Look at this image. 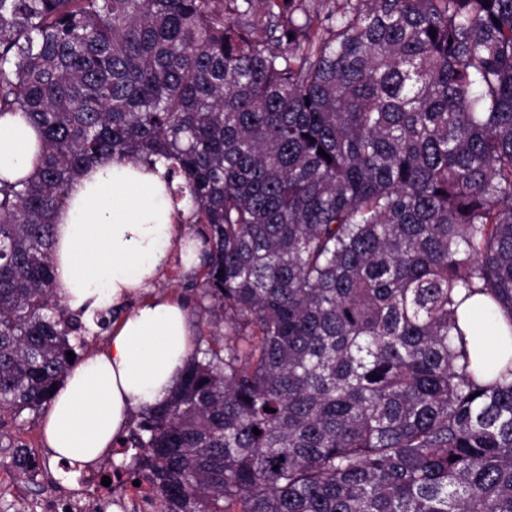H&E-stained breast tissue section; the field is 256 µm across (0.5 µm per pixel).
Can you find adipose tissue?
Instances as JSON below:
<instances>
[{
	"mask_svg": "<svg viewBox=\"0 0 512 512\" xmlns=\"http://www.w3.org/2000/svg\"><path fill=\"white\" fill-rule=\"evenodd\" d=\"M41 152L23 113L0 116V175H28ZM56 296L73 312L118 318L105 351L87 355L56 390L41 425L51 462L91 464L112 447L132 414L176 387L193 347L186 309L147 293L180 254L198 263L200 244L182 235L163 163L112 161L88 168L69 186L55 216ZM463 322L472 356L496 365L512 356V328L483 296L468 299Z\"/></svg>",
	"mask_w": 512,
	"mask_h": 512,
	"instance_id": "ef3b65f1",
	"label": "adipose tissue"
}]
</instances>
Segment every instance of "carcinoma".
Masks as SVG:
<instances>
[{
	"label": "carcinoma",
	"mask_w": 512,
	"mask_h": 512,
	"mask_svg": "<svg viewBox=\"0 0 512 512\" xmlns=\"http://www.w3.org/2000/svg\"><path fill=\"white\" fill-rule=\"evenodd\" d=\"M310 2L0 0V116L42 142L0 178L22 480L13 428L88 346L52 217L88 166L162 161L208 334L105 475L159 512H512V357L484 378L458 321L483 295L512 327V0Z\"/></svg>",
	"instance_id": "carcinoma-1"
}]
</instances>
